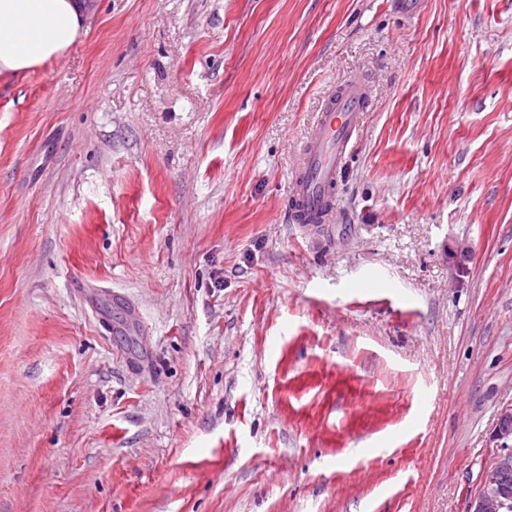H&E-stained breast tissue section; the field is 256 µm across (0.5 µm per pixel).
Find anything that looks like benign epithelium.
Here are the masks:
<instances>
[{
	"label": "benign epithelium",
	"mask_w": 512,
	"mask_h": 512,
	"mask_svg": "<svg viewBox=\"0 0 512 512\" xmlns=\"http://www.w3.org/2000/svg\"><path fill=\"white\" fill-rule=\"evenodd\" d=\"M492 441L496 451L485 462L481 485L470 503L469 512H501L508 508L512 494L506 491L501 479L512 468V409L499 413Z\"/></svg>",
	"instance_id": "benign-epithelium-1"
}]
</instances>
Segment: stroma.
<instances>
[{
	"instance_id": "obj_1",
	"label": "stroma",
	"mask_w": 512,
	"mask_h": 512,
	"mask_svg": "<svg viewBox=\"0 0 512 512\" xmlns=\"http://www.w3.org/2000/svg\"><path fill=\"white\" fill-rule=\"evenodd\" d=\"M395 2L96 0L0 74V512H468L512 408V0ZM366 95L363 81H350L337 102L334 96L318 112L290 186L288 213L292 224L310 229L313 224L336 220V188L348 147L362 122Z\"/></svg>"
}]
</instances>
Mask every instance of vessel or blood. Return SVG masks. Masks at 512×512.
<instances>
[{"instance_id":"1","label":"vessel or blood","mask_w":512,"mask_h":512,"mask_svg":"<svg viewBox=\"0 0 512 512\" xmlns=\"http://www.w3.org/2000/svg\"><path fill=\"white\" fill-rule=\"evenodd\" d=\"M363 81L348 82L339 100L319 112L306 138L288 200L292 223L306 227L336 219V188L366 104Z\"/></svg>"}]
</instances>
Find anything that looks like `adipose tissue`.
Returning a JSON list of instances; mask_svg holds the SVG:
<instances>
[{
  "label": "adipose tissue",
  "instance_id": "adipose-tissue-1",
  "mask_svg": "<svg viewBox=\"0 0 512 512\" xmlns=\"http://www.w3.org/2000/svg\"><path fill=\"white\" fill-rule=\"evenodd\" d=\"M93 0H0V73H25L78 42Z\"/></svg>",
  "mask_w": 512,
  "mask_h": 512
}]
</instances>
